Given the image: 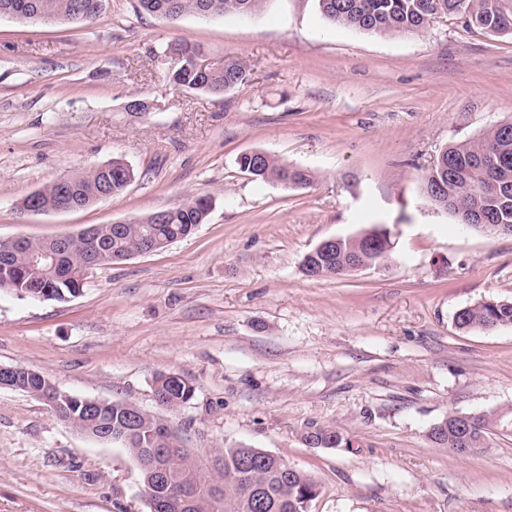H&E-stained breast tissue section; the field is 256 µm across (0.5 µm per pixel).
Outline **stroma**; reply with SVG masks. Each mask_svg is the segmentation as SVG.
I'll return each instance as SVG.
<instances>
[{
    "label": "stroma",
    "instance_id": "35a3bbf8",
    "mask_svg": "<svg viewBox=\"0 0 512 512\" xmlns=\"http://www.w3.org/2000/svg\"><path fill=\"white\" fill-rule=\"evenodd\" d=\"M232 59L221 96L167 82L164 45ZM134 98L149 115L126 110ZM512 120V36L437 16L417 34L323 20L316 0L256 16L182 17L107 0L90 26L0 18V239L74 235L207 196L205 224L151 254L93 269L66 302L0 291V365L70 394L160 413L159 374L193 399L166 414L207 456L247 445L310 473L309 512H512V326L462 332L456 312L512 300V236L459 228L423 195L448 145ZM264 151L311 171L252 180ZM123 159L135 180L90 207L20 215L56 178ZM388 225L391 261L313 280L321 241ZM496 415L489 448L432 443L448 412ZM348 448H309L308 426ZM0 512H149L138 464L0 387ZM237 164L239 169L248 173L253 180L264 183L280 184L289 188H303L313 181L312 174L307 169L288 165L263 151L241 154L237 159ZM302 441L312 448H348L351 440L335 427L311 425L302 434Z\"/></svg>",
    "mask_w": 512,
    "mask_h": 512
}]
</instances>
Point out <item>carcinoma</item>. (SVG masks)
I'll return each instance as SVG.
<instances>
[{
  "label": "carcinoma",
  "instance_id": "obj_1",
  "mask_svg": "<svg viewBox=\"0 0 512 512\" xmlns=\"http://www.w3.org/2000/svg\"><path fill=\"white\" fill-rule=\"evenodd\" d=\"M78 0H0V16L25 22H57L93 24L105 10L106 0H94L95 8L78 14ZM264 0H138L139 10L161 16L170 22L186 14L237 15L257 14ZM325 19L359 31L380 34H415L424 30L440 14H459L468 25L494 34H512V0H318ZM181 57L171 58L168 76L172 87L206 95H221L248 80L240 63L226 60L214 70L204 73L197 64L201 50L188 42L177 43ZM239 169L254 180L303 188L313 181L310 171L289 165L266 152L244 153L237 159ZM499 182L496 192L483 189V177ZM134 170L117 171L97 165L86 171L58 178L35 191V202L45 210L55 209L68 201L82 209L95 203L107 186L120 195ZM426 198L438 209L456 219L471 215V228L488 235L501 234V225L512 226V123L494 126L480 137L451 144L443 149L423 182ZM211 199L199 196L181 206L164 211L162 218L150 214L136 224H100L94 241L82 237L68 239L67 257L58 267L46 273L31 270V257L44 247L42 241L24 240L12 261L0 265V290L63 302L77 295L84 286V262L89 254L103 252L116 263L131 254L145 251L150 242L171 244L191 235L205 223ZM394 243L385 224H374L362 233L342 238L320 250H312L302 261L304 275L336 277L355 267L376 265L391 260ZM455 325L464 331L491 332L512 326V301L482 299L459 310ZM11 385L54 404L57 417L79 432L96 434L103 428L112 432L116 444L132 456H146L153 448H179L177 429L163 416L143 409L132 412V404L103 401L87 409V398H62L57 389L39 373L17 367ZM155 395L161 407L173 412L189 403L194 387L175 373L156 377ZM454 412L431 428L429 439L444 448H472L478 452L489 447L491 418L484 415L463 430ZM302 441L312 448H348L351 440L334 427L311 425ZM159 464L170 469L175 492L189 487L195 492L194 512H215L204 487L194 478L187 458L175 454ZM211 480L224 483V512H306L303 503L315 499L319 486L307 472H286V463L260 448L241 445L221 448L211 461Z\"/></svg>",
  "mask_w": 512,
  "mask_h": 512
}]
</instances>
